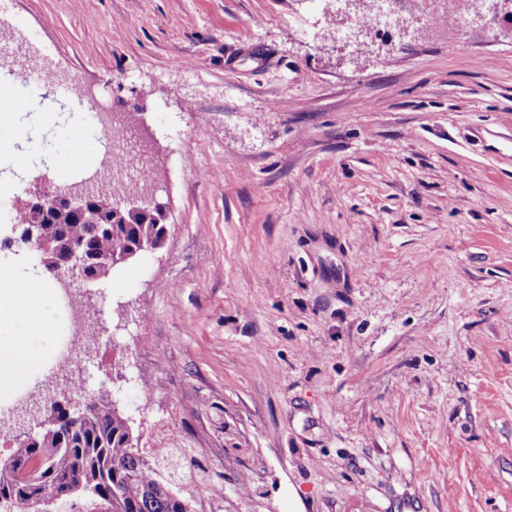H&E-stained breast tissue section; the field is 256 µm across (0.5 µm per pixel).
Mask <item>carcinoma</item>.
Masks as SVG:
<instances>
[{"mask_svg":"<svg viewBox=\"0 0 512 512\" xmlns=\"http://www.w3.org/2000/svg\"><path fill=\"white\" fill-rule=\"evenodd\" d=\"M46 231L82 243L99 256L122 255L135 244L133 231L123 225L101 233L65 213L52 215ZM54 432L16 442L7 460L15 465L39 461L19 484L0 471V500L14 506L46 508L62 499V491L79 488L103 505L100 512H193L194 487L183 488L166 476L165 457L149 460L133 444L125 418L111 413L107 403L86 398L85 415L73 416L51 406Z\"/></svg>","mask_w":512,"mask_h":512,"instance_id":"cac0c4a2","label":"carcinoma"}]
</instances>
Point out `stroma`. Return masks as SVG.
Returning a JSON list of instances; mask_svg holds the SVG:
<instances>
[{"mask_svg": "<svg viewBox=\"0 0 512 512\" xmlns=\"http://www.w3.org/2000/svg\"><path fill=\"white\" fill-rule=\"evenodd\" d=\"M9 0L0 36L106 101L150 161L167 240L82 285V364L137 448L219 486L208 512H512V6ZM0 155V240L37 185L110 149L62 88ZM83 160L71 165L73 133ZM16 278L55 287L35 252Z\"/></svg>", "mask_w": 512, "mask_h": 512, "instance_id": "1", "label": "stroma"}]
</instances>
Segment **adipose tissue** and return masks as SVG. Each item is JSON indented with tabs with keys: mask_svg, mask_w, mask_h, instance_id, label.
Listing matches in <instances>:
<instances>
[{
	"mask_svg": "<svg viewBox=\"0 0 512 512\" xmlns=\"http://www.w3.org/2000/svg\"><path fill=\"white\" fill-rule=\"evenodd\" d=\"M58 300L56 289L40 281L0 273V399L27 389L44 369L51 352L35 339L53 334Z\"/></svg>",
	"mask_w": 512,
	"mask_h": 512,
	"instance_id": "obj_1",
	"label": "adipose tissue"
}]
</instances>
